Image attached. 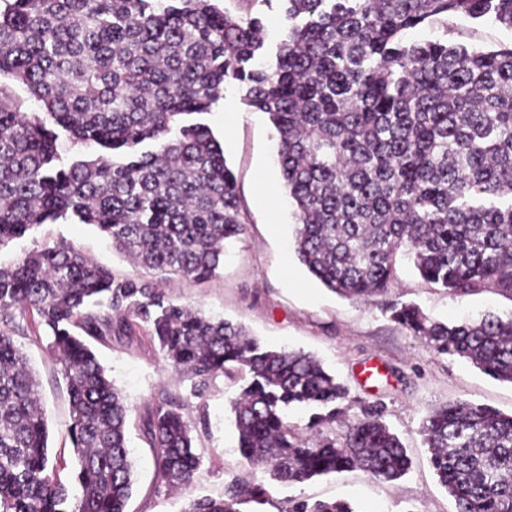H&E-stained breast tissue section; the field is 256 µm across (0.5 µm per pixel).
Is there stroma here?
Returning <instances> with one entry per match:
<instances>
[{"label":"stroma","instance_id":"stroma-1","mask_svg":"<svg viewBox=\"0 0 512 512\" xmlns=\"http://www.w3.org/2000/svg\"><path fill=\"white\" fill-rule=\"evenodd\" d=\"M452 26L454 40L467 45L492 48L512 42V30L487 19L461 18ZM201 120L224 145L248 221L239 239L227 244L224 262L210 280L158 279L155 287L176 304L245 326L264 347L285 346L315 356L349 391L341 414L326 427V434L343 437L348 424L377 409L399 435L411 460L409 473L397 481L382 483L359 470L341 471L301 484H275L274 497L280 501L300 496L342 499L357 512H455L453 499L429 465L423 419L428 411L456 400L512 413V384L492 379L465 359L437 354L424 339L392 322L385 305L412 302L436 319L456 322L488 310L512 312V300L491 290L451 297L425 281L401 254L396 257L395 281L386 296L374 302L339 297L306 271L291 248L295 220L288 203L277 202L273 196L281 180L275 164L277 134L267 116L247 107L240 89L230 85L223 100ZM59 242L116 274L147 276L114 250L95 227L72 217L36 226L25 237L1 246L0 263H13L33 248ZM19 326L14 341L27 354L40 381L50 431L49 456L65 481L77 464L67 432L66 384L42 328L27 318ZM94 350L132 408L127 437L134 487L127 512H184L190 498L222 497L225 482L250 473L237 447L230 410L241 378L218 376L197 396L190 380L167 371L149 336L115 337L95 343ZM370 365L388 372V384L380 386L364 378L363 370ZM166 394L180 398L194 425L192 435L201 465L192 488L186 491L158 480L152 451L143 436V416Z\"/></svg>","mask_w":512,"mask_h":512}]
</instances>
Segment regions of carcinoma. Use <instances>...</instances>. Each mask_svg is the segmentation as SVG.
<instances>
[{
	"label": "carcinoma",
	"instance_id": "carcinoma-1",
	"mask_svg": "<svg viewBox=\"0 0 512 512\" xmlns=\"http://www.w3.org/2000/svg\"><path fill=\"white\" fill-rule=\"evenodd\" d=\"M0 0V246L72 214L160 277L203 282L247 216L206 114L235 83L278 136L294 250L341 297L376 301L400 250L420 276L462 298H512V43L468 48L405 41L425 23L490 18L512 30V0H283L284 38L266 55L256 6L269 0ZM105 153L63 162L60 136ZM390 319L439 354L512 383V313L437 320L392 302ZM37 318L58 354L78 466L71 483L48 454L39 382L14 343L16 315ZM146 327L168 367L200 396L244 379L231 411L238 448L270 483L235 477L184 512H263L272 483L357 468L380 482L411 460L374 410L342 439L323 434L348 389L302 351L263 348L248 331L173 303L74 248L37 247L0 265V512H125L132 495L130 407L85 337ZM311 408L304 427L290 421ZM173 396L143 418L158 479L187 489L200 457ZM430 464L456 512H512V414L456 401L429 412ZM279 512H356L342 500H288Z\"/></svg>",
	"mask_w": 512,
	"mask_h": 512
}]
</instances>
